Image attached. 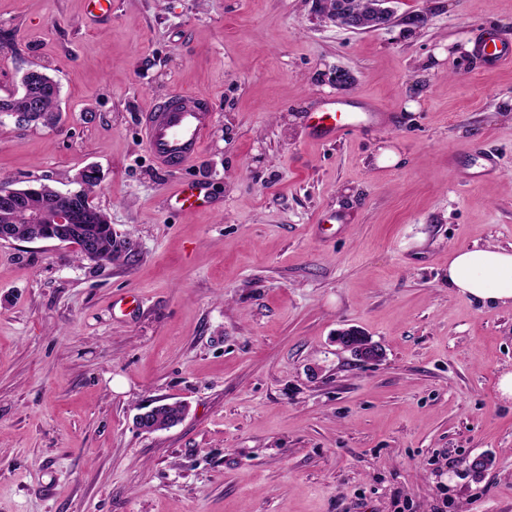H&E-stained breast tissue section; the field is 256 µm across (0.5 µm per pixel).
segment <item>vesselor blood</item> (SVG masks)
Returning <instances> with one entry per match:
<instances>
[{
  "label": "vessel or blood",
  "instance_id": "1",
  "mask_svg": "<svg viewBox=\"0 0 512 512\" xmlns=\"http://www.w3.org/2000/svg\"><path fill=\"white\" fill-rule=\"evenodd\" d=\"M478 52L490 65L512 62V45L488 36L478 46ZM376 109L366 107L352 114L348 102L332 100L313 117L308 137L314 141H329L363 122L376 120ZM213 120L207 99L183 94L154 105L143 117L141 134L154 162L163 168L184 166L196 158L205 144L206 133ZM173 210L192 212L207 207L208 194L195 184H182L169 196Z\"/></svg>",
  "mask_w": 512,
  "mask_h": 512
}]
</instances>
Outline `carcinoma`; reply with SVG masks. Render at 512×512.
<instances>
[{"label":"carcinoma","instance_id":"cac0c4a2","mask_svg":"<svg viewBox=\"0 0 512 512\" xmlns=\"http://www.w3.org/2000/svg\"><path fill=\"white\" fill-rule=\"evenodd\" d=\"M347 5L351 13L355 14L361 26L366 27L371 21L369 0H336V7ZM24 86L29 94L40 99V106L32 122L43 126H53L59 120L57 101L59 98V85L51 77L39 73L24 78ZM39 191L34 194L19 192L11 197L0 195V226H11L17 229L22 237H31L37 232L55 225L57 191L47 184L37 185ZM37 209L40 213L39 223L33 224L30 219V210ZM73 239L89 238L94 240L102 254L109 263L118 262L126 258L128 248L126 242L113 232L112 224L107 215L100 209L93 210V219L89 224H75L69 229ZM184 408L178 403H165L157 408L152 416L155 430H163L181 420Z\"/></svg>","mask_w":512,"mask_h":512}]
</instances>
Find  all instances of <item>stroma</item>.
<instances>
[{
  "label": "stroma",
  "instance_id": "obj_1",
  "mask_svg": "<svg viewBox=\"0 0 512 512\" xmlns=\"http://www.w3.org/2000/svg\"><path fill=\"white\" fill-rule=\"evenodd\" d=\"M392 8L354 32L314 0H0V99L34 69L61 107L0 117V180L96 166L130 253L0 240V512H512V303L448 286L452 250L512 248V65L475 56L512 0ZM176 93L214 118L164 170L140 122ZM327 99L384 119L307 140ZM191 180L213 203L177 213ZM350 326L380 361L336 345ZM156 401L187 412L142 431ZM23 81L29 94L40 99L39 109L35 112L31 122L40 123L43 126H54L59 120L57 101L60 89L58 83L41 72L37 75L24 77Z\"/></svg>",
  "mask_w": 512,
  "mask_h": 512
}]
</instances>
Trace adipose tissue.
Here are the masks:
<instances>
[{"label": "adipose tissue", "instance_id": "ef3b65f1", "mask_svg": "<svg viewBox=\"0 0 512 512\" xmlns=\"http://www.w3.org/2000/svg\"><path fill=\"white\" fill-rule=\"evenodd\" d=\"M448 285L484 305L512 303V249L485 245L452 251Z\"/></svg>", "mask_w": 512, "mask_h": 512}]
</instances>
